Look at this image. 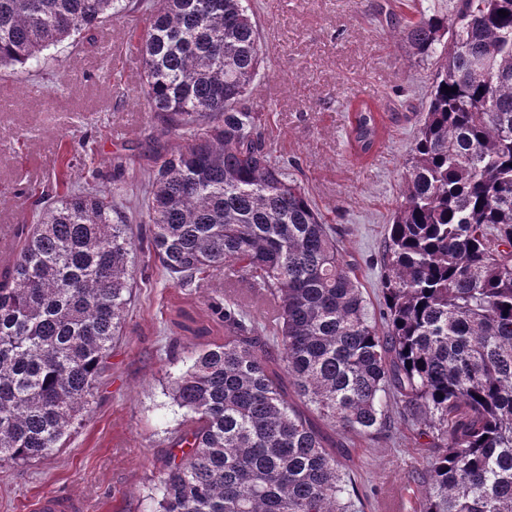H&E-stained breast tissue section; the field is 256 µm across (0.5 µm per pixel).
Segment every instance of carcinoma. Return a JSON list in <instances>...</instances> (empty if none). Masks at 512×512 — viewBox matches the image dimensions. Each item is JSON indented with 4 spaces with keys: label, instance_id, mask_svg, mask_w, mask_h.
Here are the masks:
<instances>
[{
    "label": "carcinoma",
    "instance_id": "cac0c4a2",
    "mask_svg": "<svg viewBox=\"0 0 512 512\" xmlns=\"http://www.w3.org/2000/svg\"><path fill=\"white\" fill-rule=\"evenodd\" d=\"M137 0H0V66L26 68ZM504 10L508 15L498 14ZM436 73L385 241L381 327L355 266L247 104L260 37L246 0H150L135 43L163 134L146 155L147 242L169 281L231 265L273 300L268 325L214 310L224 343L171 378L186 410L151 499L155 512H358L340 446L402 405L431 454L420 512H512V0H458L451 15L395 19ZM456 89L446 92L443 86ZM355 149L379 140L363 102ZM34 201L0 274V462L61 448L88 411L134 283L119 188L73 185Z\"/></svg>",
    "mask_w": 512,
    "mask_h": 512
}]
</instances>
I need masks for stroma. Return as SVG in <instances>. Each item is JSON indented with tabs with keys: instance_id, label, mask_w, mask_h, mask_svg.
Listing matches in <instances>:
<instances>
[{
	"instance_id": "stroma-1",
	"label": "stroma",
	"mask_w": 512,
	"mask_h": 512,
	"mask_svg": "<svg viewBox=\"0 0 512 512\" xmlns=\"http://www.w3.org/2000/svg\"><path fill=\"white\" fill-rule=\"evenodd\" d=\"M263 62L249 100L270 115L279 159L325 215L357 267L371 308L383 305L382 253L387 228L405 192V162L423 119L433 63L415 61L390 15L400 0H250ZM40 68H0V271L21 248L32 203L25 187L53 193L63 152L95 144L97 184L125 182L118 204L139 210L140 166L123 172L115 156L146 143L153 119L142 94L141 60L126 80L104 81L99 48L66 45L46 53ZM375 103L386 125L377 149L358 158L348 141L351 103ZM136 284L121 333L95 384L89 412L64 448L25 465L0 466V512H31L35 497L80 498L84 512H152L151 493L179 436L183 409L169 395L171 376L195 352L224 341V323L210 304L231 295L262 314L252 292L230 270L198 276L180 288L147 253L136 252ZM343 462L354 480L359 512H388L400 501L417 512L423 487L409 482L426 470L414 427L398 402L388 405L378 439L348 448Z\"/></svg>"
}]
</instances>
